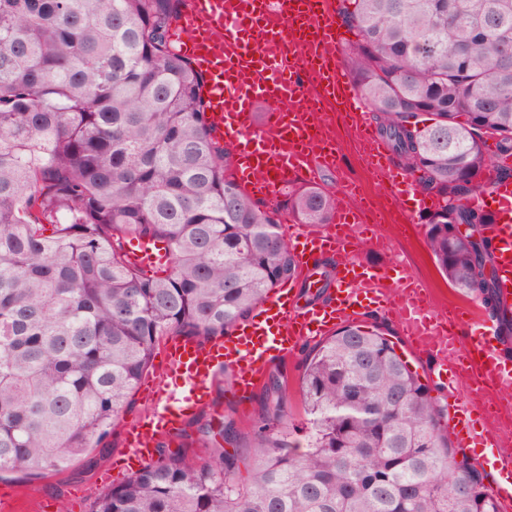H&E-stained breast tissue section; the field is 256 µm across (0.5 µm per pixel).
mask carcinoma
I'll return each mask as SVG.
<instances>
[{"label": "carcinoma", "mask_w": 512, "mask_h": 512, "mask_svg": "<svg viewBox=\"0 0 512 512\" xmlns=\"http://www.w3.org/2000/svg\"><path fill=\"white\" fill-rule=\"evenodd\" d=\"M181 0H0V474L67 470L122 426L159 340L228 334L298 277L281 213L326 224L318 185L275 207L232 176L204 75L169 41ZM348 72L378 130L439 206L426 237L451 287L479 300L512 355L485 235L492 138L512 177V0H339ZM467 225L465 234L450 232ZM165 243L133 267L124 239ZM253 452L158 458L92 512H498L445 409L387 333L349 322L301 378L297 445L286 390L265 388Z\"/></svg>", "instance_id": "cac0c4a2"}]
</instances>
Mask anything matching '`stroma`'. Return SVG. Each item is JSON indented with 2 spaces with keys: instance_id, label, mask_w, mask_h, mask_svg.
Masks as SVG:
<instances>
[{
  "instance_id": "obj_1",
  "label": "stroma",
  "mask_w": 512,
  "mask_h": 512,
  "mask_svg": "<svg viewBox=\"0 0 512 512\" xmlns=\"http://www.w3.org/2000/svg\"><path fill=\"white\" fill-rule=\"evenodd\" d=\"M341 163L345 175L360 185L362 190L376 201L387 198L386 190L373 179L369 170L360 160L349 133L339 132ZM426 227L421 219H414L404 233L394 237V250L390 253L374 251L369 243L357 241L355 249L362 260L388 266L394 258L404 259L409 271L427 287L431 304L435 309L448 306L467 311L473 300L452 288L439 271L426 240ZM314 347L313 342L302 344L293 358L277 359L271 362L268 374L282 375L288 393L287 406L297 426H304L306 415L303 410L300 380L307 359ZM263 386H256L247 396H239L231 387L230 374L218 377L212 388L209 406L197 410L181 426L182 433L169 441L170 451L182 454L189 462L198 463L209 459L208 443L196 438V423L205 418L220 419L231 417L245 437H252L259 424V409L263 400ZM151 408V398L143 388H136L124 415V425L113 432L104 449H93L85 458L75 463L69 471L29 480L16 475L0 476V497L6 501L8 512H27L30 497L40 496L51 501L49 512H59L61 506L71 507L72 512H91L93 503L103 486L100 477L111 462L124 453L127 428L144 418Z\"/></svg>"
}]
</instances>
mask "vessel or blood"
Returning <instances> with one entry per match:
<instances>
[{
    "label": "vessel or blood",
    "mask_w": 512,
    "mask_h": 512,
    "mask_svg": "<svg viewBox=\"0 0 512 512\" xmlns=\"http://www.w3.org/2000/svg\"><path fill=\"white\" fill-rule=\"evenodd\" d=\"M174 36L184 56L203 73V96L212 134L236 149L235 180L251 194L274 199L313 181L319 171L340 170V151L318 143V100L340 101L352 119L356 150L390 189L406 218L436 209L437 199L409 191L407 175L383 150L367 119L369 105L341 64L344 37L334 0H185ZM476 201L492 211L488 228L497 250L496 274L503 303L512 306V181L488 175ZM358 205L350 183L341 180L329 225H294L288 247L309 287H316L317 258L336 257L337 288L320 304L277 293L226 336L201 344L172 341L157 396L147 416L125 440L122 467L131 473L154 458L156 445L177 435L180 425L208 402L213 383L232 369L233 388H254L268 364L292 356L302 341L322 338L339 324L371 310L396 316L401 335L416 357L429 359L431 377L448 388V426L458 447L497 446L478 458L499 512H512V452L499 449L493 428L469 430L466 416L479 398L472 385L484 376L493 387H512V358L505 355L496 325L481 310L441 329L426 293L407 272L391 277L385 268L359 260L350 232Z\"/></svg>",
    "instance_id": "b4317fda"
}]
</instances>
